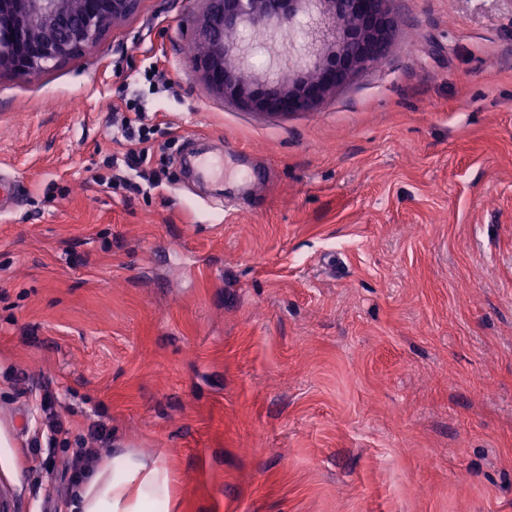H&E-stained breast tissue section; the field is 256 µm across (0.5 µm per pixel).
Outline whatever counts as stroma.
<instances>
[{
  "instance_id": "stroma-1",
  "label": "stroma",
  "mask_w": 512,
  "mask_h": 512,
  "mask_svg": "<svg viewBox=\"0 0 512 512\" xmlns=\"http://www.w3.org/2000/svg\"><path fill=\"white\" fill-rule=\"evenodd\" d=\"M394 8L291 115L192 72L200 0L0 76V512H61L81 447L164 460L170 512H512V0ZM134 97L161 181L124 200L95 178Z\"/></svg>"
}]
</instances>
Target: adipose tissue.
<instances>
[{
    "label": "adipose tissue",
    "mask_w": 512,
    "mask_h": 512,
    "mask_svg": "<svg viewBox=\"0 0 512 512\" xmlns=\"http://www.w3.org/2000/svg\"><path fill=\"white\" fill-rule=\"evenodd\" d=\"M171 481L159 459L117 452L69 491L67 512H167Z\"/></svg>",
    "instance_id": "adipose-tissue-1"
}]
</instances>
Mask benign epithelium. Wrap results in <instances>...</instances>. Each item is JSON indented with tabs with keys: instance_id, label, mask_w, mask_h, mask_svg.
Masks as SVG:
<instances>
[{
	"instance_id": "obj_1",
	"label": "benign epithelium",
	"mask_w": 512,
	"mask_h": 512,
	"mask_svg": "<svg viewBox=\"0 0 512 512\" xmlns=\"http://www.w3.org/2000/svg\"><path fill=\"white\" fill-rule=\"evenodd\" d=\"M192 61L212 92L250 112H307L387 53L398 18L392 0H201ZM142 0H0V75L36 78L96 46L110 28L137 14ZM319 6L308 27V72L293 78L255 74L243 43L256 35L278 40L303 5ZM237 59L232 68L224 60Z\"/></svg>"
}]
</instances>
